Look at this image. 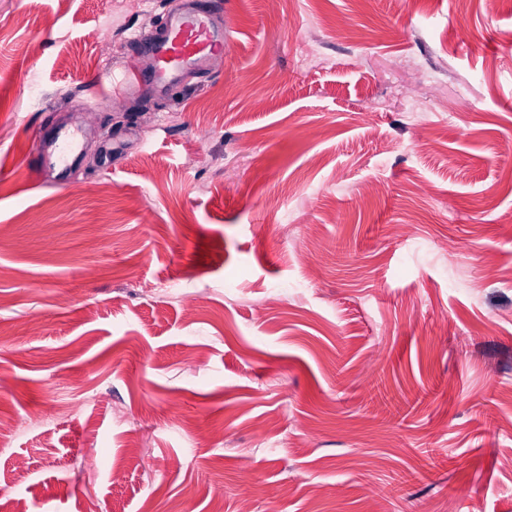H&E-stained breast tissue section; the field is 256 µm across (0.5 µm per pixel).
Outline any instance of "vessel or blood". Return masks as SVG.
Returning <instances> with one entry per match:
<instances>
[{"label":"vessel or blood","instance_id":"b4317fda","mask_svg":"<svg viewBox=\"0 0 512 512\" xmlns=\"http://www.w3.org/2000/svg\"><path fill=\"white\" fill-rule=\"evenodd\" d=\"M131 42L145 46L154 65L149 74H142L134 65H127L116 91L133 94L144 83L157 86L173 83L186 68L204 64L224 53V25L209 0H187L181 12L164 14L158 24L144 33H135ZM76 133L57 135L53 145L37 139L36 148L44 166L56 169L58 181H66L67 159L77 148Z\"/></svg>","mask_w":512,"mask_h":512}]
</instances>
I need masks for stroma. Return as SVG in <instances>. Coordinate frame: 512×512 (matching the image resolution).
Returning a JSON list of instances; mask_svg holds the SVG:
<instances>
[{
  "label": "stroma",
  "instance_id": "35a3bbf8",
  "mask_svg": "<svg viewBox=\"0 0 512 512\" xmlns=\"http://www.w3.org/2000/svg\"><path fill=\"white\" fill-rule=\"evenodd\" d=\"M222 2L102 108L180 0H0V503L512 512V7ZM181 12L164 14L158 24L144 33H133L129 40L145 46L154 65L145 75L128 64L115 94H133L144 83L156 86L173 83L186 68L201 66L224 54V23L208 0H187ZM78 138L76 132L58 134L54 140L52 150L49 152L42 132L38 133L36 149L41 156V162L49 168H58L57 181H67V158L77 148Z\"/></svg>",
  "mask_w": 512,
  "mask_h": 512
}]
</instances>
